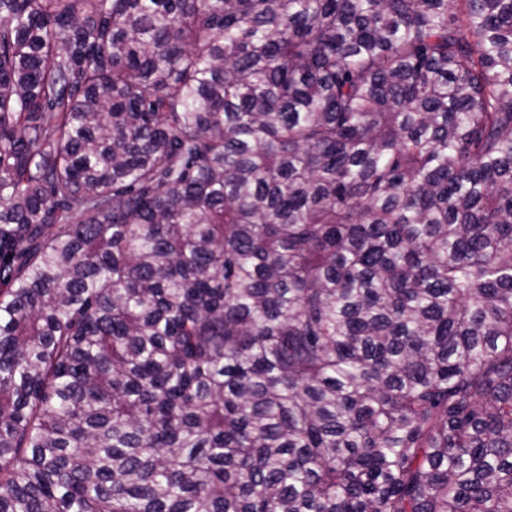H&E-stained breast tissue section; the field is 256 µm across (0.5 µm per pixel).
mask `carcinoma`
<instances>
[{"instance_id": "obj_1", "label": "carcinoma", "mask_w": 512, "mask_h": 512, "mask_svg": "<svg viewBox=\"0 0 512 512\" xmlns=\"http://www.w3.org/2000/svg\"><path fill=\"white\" fill-rule=\"evenodd\" d=\"M0 512H512V0H0Z\"/></svg>"}]
</instances>
